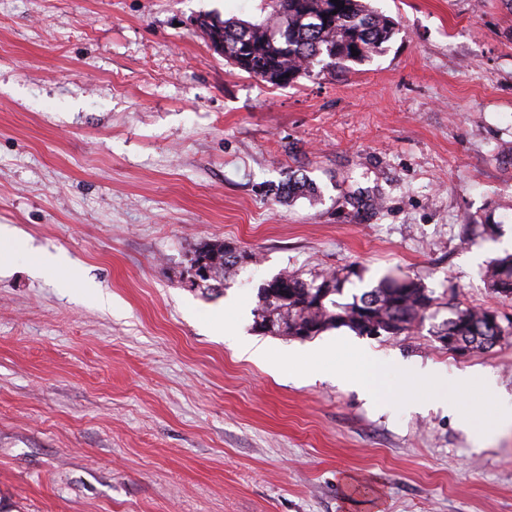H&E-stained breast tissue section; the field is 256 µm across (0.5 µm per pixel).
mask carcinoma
I'll return each instance as SVG.
<instances>
[{
    "label": "carcinoma",
    "mask_w": 512,
    "mask_h": 512,
    "mask_svg": "<svg viewBox=\"0 0 512 512\" xmlns=\"http://www.w3.org/2000/svg\"><path fill=\"white\" fill-rule=\"evenodd\" d=\"M325 4L326 0H269L272 12L265 19L209 18L201 22V28L208 38L224 42L228 60L245 44H252L250 62L240 71L281 88L294 85L317 66L334 77L378 53L398 31L393 19L373 10L364 0L332 3L337 14L317 26L301 21L306 15L321 17ZM354 49L359 55H352ZM276 191L283 198L315 195L312 184L294 176ZM191 261L204 263L209 276L202 283L217 293L228 288L246 266L234 249L217 240L200 244ZM355 275L351 266L308 278L298 272L278 273L258 288L253 328L299 340L341 327L361 336H400L429 317L437 304L435 291L421 277L393 273L353 296V301H339L338 296ZM488 287L497 297L512 300V255L491 265ZM497 318L498 311L491 307H452L450 316L435 326L433 335L450 352L489 350L512 333V322L505 326L495 322Z\"/></svg>",
    "instance_id": "obj_1"
}]
</instances>
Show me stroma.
Masks as SVG:
<instances>
[{"label":"stroma","instance_id":"stroma-1","mask_svg":"<svg viewBox=\"0 0 512 512\" xmlns=\"http://www.w3.org/2000/svg\"><path fill=\"white\" fill-rule=\"evenodd\" d=\"M371 4L379 53L277 88L197 26L263 0H0V512H512V335L253 328L264 281L349 265L347 302L400 270L512 319V0ZM211 240L259 255L218 296L187 280ZM328 340L363 388L293 373ZM402 362L478 380L412 411ZM488 287L496 297L512 300V255L497 259L491 265Z\"/></svg>","mask_w":512,"mask_h":512}]
</instances>
